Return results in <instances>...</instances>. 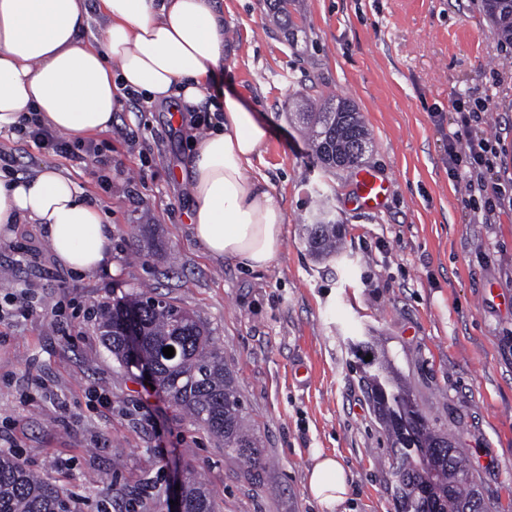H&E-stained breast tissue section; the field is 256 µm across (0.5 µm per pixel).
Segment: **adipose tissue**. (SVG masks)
<instances>
[{
    "instance_id": "ef3b65f1",
    "label": "adipose tissue",
    "mask_w": 512,
    "mask_h": 512,
    "mask_svg": "<svg viewBox=\"0 0 512 512\" xmlns=\"http://www.w3.org/2000/svg\"><path fill=\"white\" fill-rule=\"evenodd\" d=\"M95 14L101 26L85 37ZM226 66L218 0H0V131L29 118L71 137L104 132L132 93L207 106L210 126L186 160L193 236L212 256L265 269L281 252L285 224L267 177L254 170L270 131L220 87ZM17 224L42 225L71 271L112 262L111 225L65 169L0 178V237L11 239ZM308 490L326 506L342 503V463L318 458Z\"/></svg>"
}]
</instances>
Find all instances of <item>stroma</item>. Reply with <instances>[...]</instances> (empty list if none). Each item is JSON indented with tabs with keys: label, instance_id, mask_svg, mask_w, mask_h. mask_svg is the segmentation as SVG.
Wrapping results in <instances>:
<instances>
[{
	"label": "stroma",
	"instance_id": "35a3bbf8",
	"mask_svg": "<svg viewBox=\"0 0 512 512\" xmlns=\"http://www.w3.org/2000/svg\"><path fill=\"white\" fill-rule=\"evenodd\" d=\"M224 87L271 135L257 170L285 212L277 261L246 270L209 255L188 222L176 172L201 115L124 107L71 155L0 132L13 173L70 171L112 225V270L60 266L40 225L0 243V298L25 294V317L0 322V446L81 495L80 512L120 504L170 512L186 472L215 512H400L391 448L369 399L365 359L385 351L437 432L467 449L484 512L512 505V205L475 218L448 161L452 103L483 105L479 131L499 137L494 174L512 181V46L479 0H299L285 29L266 0H221ZM306 99L345 100L371 131L364 164L390 186L376 212L354 202V171L326 172L294 114ZM97 153L84 150L85 143ZM327 194L343 247L312 253L305 224ZM157 292L211 329L267 460L253 470L168 406L103 346L98 307ZM111 404L94 406L92 391ZM166 449L158 458L157 449ZM345 467L351 493L325 508L308 491L316 453Z\"/></svg>",
	"mask_w": 512,
	"mask_h": 512
}]
</instances>
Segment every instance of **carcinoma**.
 <instances>
[{
  "instance_id": "1",
  "label": "carcinoma",
  "mask_w": 512,
  "mask_h": 512,
  "mask_svg": "<svg viewBox=\"0 0 512 512\" xmlns=\"http://www.w3.org/2000/svg\"><path fill=\"white\" fill-rule=\"evenodd\" d=\"M481 6L499 39L512 45V0H481ZM299 116L309 125L326 170L336 169L338 162L346 168L361 163L370 134L352 105L341 101ZM336 228L329 197L322 194L306 225L309 246L320 253L336 252ZM126 313L134 315L141 336L139 357L153 367V382L168 402L217 437L225 451L256 469L262 467V449L247 428L234 377L214 347L208 326L190 311L146 292L128 294L123 301L100 308L98 325L103 345L122 363L125 338L120 318ZM172 338L177 340L179 358L162 363L161 348ZM369 366L376 367V373L364 377V385L394 448L392 469L402 512H483L464 451L425 423L390 361L375 357ZM185 509L214 512L209 490L193 476L186 486ZM0 512H77V502L36 475L17 453L0 451Z\"/></svg>"
}]
</instances>
